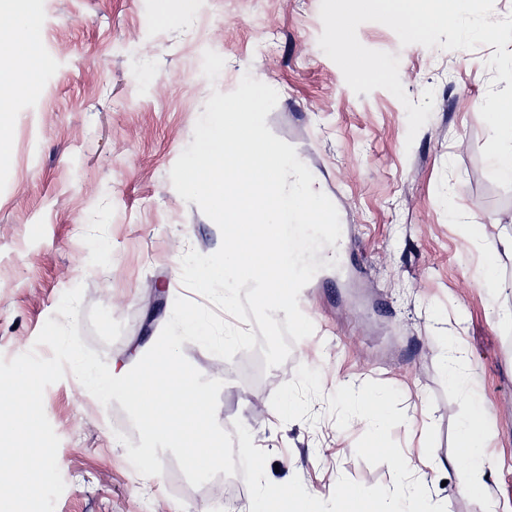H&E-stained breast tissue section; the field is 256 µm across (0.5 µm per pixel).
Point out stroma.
<instances>
[{"instance_id": "obj_1", "label": "stroma", "mask_w": 512, "mask_h": 512, "mask_svg": "<svg viewBox=\"0 0 512 512\" xmlns=\"http://www.w3.org/2000/svg\"><path fill=\"white\" fill-rule=\"evenodd\" d=\"M37 92L12 97L0 126V357L29 349L61 296L83 286L79 335L113 366H134L171 317L177 297L202 302L181 282L182 255H209L217 225L175 191L169 173L193 142L213 91L244 74L274 88L272 133L314 176L313 191L341 222L337 267L318 271L307 314L314 334L265 370L244 353L223 360L190 341L187 360L220 379V426L242 423L270 454L267 478L300 477L326 500L339 476L392 486L389 464L357 457L359 419L339 429L327 412L338 387L375 380L397 388L407 421L391 431L405 457L430 449L415 478L446 512H512V189L495 184L481 150L480 116L494 49L401 46L366 22L367 48L392 53L412 102L435 92L414 141L390 92L355 93L320 49V0H39ZM484 227L482 236L470 227ZM497 250L500 288L476 277ZM489 408L490 467L465 493L451 460L473 401ZM44 410L60 439L66 487L55 512H249L225 505L223 475L189 484L171 450L163 473L140 475L118 437L140 434L118 401L101 405L73 374L48 386Z\"/></svg>"}]
</instances>
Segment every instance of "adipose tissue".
Here are the masks:
<instances>
[{"label": "adipose tissue", "instance_id": "obj_1", "mask_svg": "<svg viewBox=\"0 0 512 512\" xmlns=\"http://www.w3.org/2000/svg\"><path fill=\"white\" fill-rule=\"evenodd\" d=\"M9 44L17 57L24 62V70H16L0 64V118L11 112L9 90L24 86L34 90L41 66L40 42L37 33L31 29L14 30L11 26L0 25V44ZM487 410L484 405H476L471 414L459 428L458 443L461 455L453 462L454 467L463 475L470 476L480 472L489 463L485 444L487 431L485 420Z\"/></svg>", "mask_w": 512, "mask_h": 512}]
</instances>
